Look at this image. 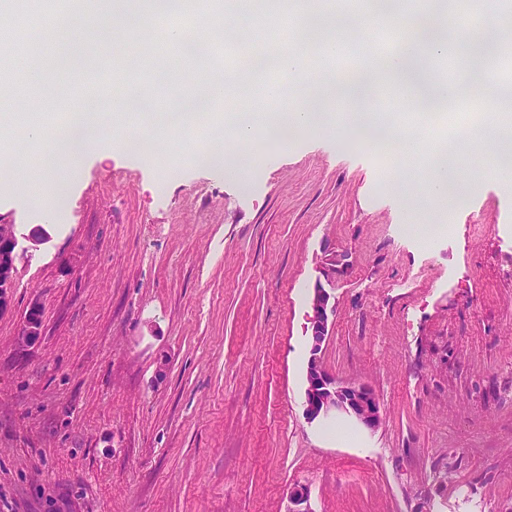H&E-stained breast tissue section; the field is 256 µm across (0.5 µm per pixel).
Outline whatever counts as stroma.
Returning a JSON list of instances; mask_svg holds the SVG:
<instances>
[{
    "mask_svg": "<svg viewBox=\"0 0 512 512\" xmlns=\"http://www.w3.org/2000/svg\"><path fill=\"white\" fill-rule=\"evenodd\" d=\"M113 137L57 208L35 155L0 193L46 237L0 316V512H285L298 485L313 512H512V184L476 181L426 238L442 218L392 188L420 174L350 137L261 131L244 184ZM325 281L323 365L373 390L372 431L303 415ZM42 334L41 310L33 304L28 310L22 325L19 341L23 344L34 342Z\"/></svg>",
    "mask_w": 512,
    "mask_h": 512,
    "instance_id": "stroma-1",
    "label": "stroma"
}]
</instances>
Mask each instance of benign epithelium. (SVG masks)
I'll return each mask as SVG.
<instances>
[{
  "instance_id": "benign-epithelium-1",
  "label": "benign epithelium",
  "mask_w": 512,
  "mask_h": 512,
  "mask_svg": "<svg viewBox=\"0 0 512 512\" xmlns=\"http://www.w3.org/2000/svg\"><path fill=\"white\" fill-rule=\"evenodd\" d=\"M30 247L18 249V239L13 225L0 223V314L11 307V290L19 252L37 248L43 237H27ZM309 324L311 331L310 356L306 370L303 415L308 422L329 419L338 413L353 417L365 428L373 430L381 422L380 406L373 391L365 384H345L332 377L323 367L320 353L329 333V320L334 313L331 294L320 283L316 284L310 297ZM42 335L41 310L32 305L22 325L19 341L34 342ZM309 494L305 487L295 488L288 498L286 512H311Z\"/></svg>"
}]
</instances>
